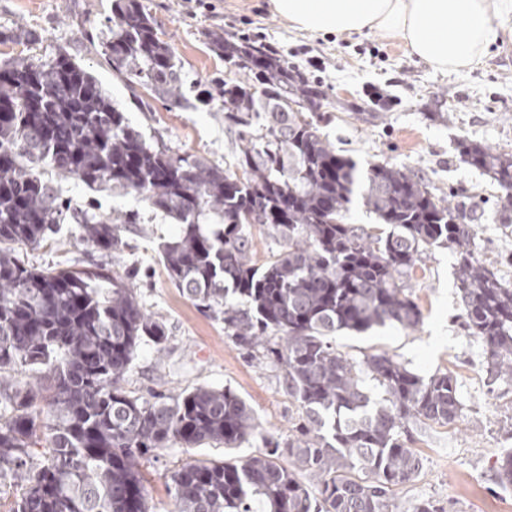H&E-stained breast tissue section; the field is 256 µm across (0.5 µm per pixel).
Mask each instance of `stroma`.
Segmentation results:
<instances>
[{
	"mask_svg": "<svg viewBox=\"0 0 512 512\" xmlns=\"http://www.w3.org/2000/svg\"><path fill=\"white\" fill-rule=\"evenodd\" d=\"M143 2L181 63L183 107L168 109L148 95L133 99L96 53L95 43L108 33L112 0H0V32L5 35L0 60L25 53L49 63L59 53H70L147 142L161 140L220 165L230 159L224 115L198 109L196 101L202 85L227 78L229 71L211 50L207 34L238 37L263 28L289 66L319 77L326 93L319 125L333 146L362 164L408 169L435 194L451 199L474 226L475 255L512 283V226L505 224L502 192L466 163L459 150L461 142L472 141L512 153L511 36L491 45L470 69L442 73L412 56L401 40L379 31L340 36L295 29L270 11L269 0H208L206 10L194 0ZM18 28L35 33L37 42L12 40ZM375 89L388 98L385 109L374 107ZM59 185L62 199L72 204L90 205L102 214H139L138 223L124 225L125 245L118 253L85 248L74 224L62 225L40 246L26 250L29 261L42 267H81L91 261L106 265L136 288L146 313L164 322L166 340L139 346L126 389L145 396L227 386L253 408L267 437L286 438L301 414L281 387L280 367L236 347L224 334L223 317L183 296L161 265L158 246L178 233V225L152 216L133 196L94 192L75 178ZM455 263L448 248L432 247L408 278L423 315L418 329L342 332L334 342L338 352L356 360L387 353L420 376L449 372L457 380L462 411L455 423L408 425L409 444L423 467L396 493L401 512H412L423 499L446 512H512V487L493 480L498 458L512 450V384L491 381L482 344L463 326ZM223 456V446L212 444L141 459L150 512H170L166 481L175 466Z\"/></svg>",
	"mask_w": 512,
	"mask_h": 512,
	"instance_id": "35a3bbf8",
	"label": "stroma"
}]
</instances>
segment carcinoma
Wrapping results in <instances>:
<instances>
[{
    "label": "carcinoma",
    "mask_w": 512,
    "mask_h": 512,
    "mask_svg": "<svg viewBox=\"0 0 512 512\" xmlns=\"http://www.w3.org/2000/svg\"><path fill=\"white\" fill-rule=\"evenodd\" d=\"M117 2L102 45L112 74L136 97L142 88L181 107V67L155 18L141 0ZM209 40L236 74L204 98L221 100L226 168L147 143L67 53L50 64L33 55L0 62V512H149L138 460L209 443L227 455L170 472L171 512H395L396 490L422 467L402 426L455 422L456 379L424 378L387 353L355 361L332 338L417 329L422 313L405 279L431 246L454 253L469 334L490 375L512 382V284L474 257L466 215L407 169L364 168L337 151L304 113L318 111L322 91L283 59L222 33ZM461 153L512 193V154L475 142ZM42 166L133 195L180 224L159 259L183 296L224 315L226 336L281 366L301 412L287 440L233 456L264 429L229 387L150 398L126 390L141 341L161 343L162 324L109 269L36 268L16 247L41 245L68 219L83 245L116 252L120 225L136 216L62 209ZM353 206L390 231L346 223ZM207 220L220 229L202 231ZM255 226L281 247L261 265ZM496 478L512 486V451Z\"/></svg>",
    "instance_id": "1"
}]
</instances>
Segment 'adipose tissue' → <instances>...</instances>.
<instances>
[{
    "label": "adipose tissue",
    "instance_id": "obj_1",
    "mask_svg": "<svg viewBox=\"0 0 512 512\" xmlns=\"http://www.w3.org/2000/svg\"><path fill=\"white\" fill-rule=\"evenodd\" d=\"M295 28L324 34L379 30L432 69L458 72L512 30V0H270Z\"/></svg>",
    "mask_w": 512,
    "mask_h": 512
}]
</instances>
